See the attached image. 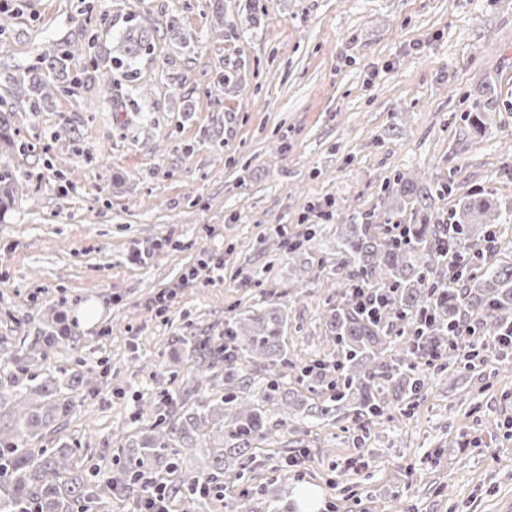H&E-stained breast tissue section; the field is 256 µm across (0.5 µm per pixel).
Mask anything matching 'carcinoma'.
<instances>
[{
	"instance_id": "carcinoma-1",
	"label": "carcinoma",
	"mask_w": 512,
	"mask_h": 512,
	"mask_svg": "<svg viewBox=\"0 0 512 512\" xmlns=\"http://www.w3.org/2000/svg\"><path fill=\"white\" fill-rule=\"evenodd\" d=\"M131 64L150 49L148 30L130 27L123 36ZM68 54L45 51L31 72L66 68ZM30 72L13 77L16 94L32 90L48 98L54 86L32 82ZM393 184L403 204L425 211L428 222L406 226L403 242L381 237L379 225L339 224L336 228L340 274L336 305L322 317V351L297 376V387L285 386L288 350L282 341L288 323L279 306L252 307L224 320V395L163 420L154 434L122 444L126 462L116 484L132 498L159 480L174 496L186 493L202 499L215 496L230 512H258L244 485L248 464L274 432L295 436L301 425L323 421L340 410L368 433L381 415L385 396L415 398L424 388L420 360L425 346L443 347L448 332L473 324L487 340L512 325V263L494 251L474 268L467 256L497 238L502 215L491 197L462 191L455 179L427 180L398 172ZM458 196L449 222L437 212L436 200ZM310 240L278 236V245L298 256ZM365 288L380 297L377 311L363 312L353 293ZM428 320H422V314ZM193 357L216 358L209 340L188 342ZM30 354L8 360L9 374L0 377V391L12 397L8 421L0 413V512H109L110 502L92 476L77 461L79 448L59 439L55 448H36L41 432L68 415L73 402L61 396L53 377L28 374ZM262 366L265 378L244 369L241 361ZM178 447L172 449L170 442ZM203 449L209 464L195 474L182 472L184 450Z\"/></svg>"
}]
</instances>
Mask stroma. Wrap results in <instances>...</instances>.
Wrapping results in <instances>:
<instances>
[{
    "mask_svg": "<svg viewBox=\"0 0 512 512\" xmlns=\"http://www.w3.org/2000/svg\"><path fill=\"white\" fill-rule=\"evenodd\" d=\"M133 24L153 46L137 81L113 68L103 97L91 60L111 65ZM0 25V108L15 138L0 166L19 187L0 208V356L86 377L42 445L84 447L101 488L123 436L197 402L189 337L221 336L225 318L267 302L288 313L291 361L309 363L336 303L337 225L386 209L395 224L425 221L392 207L395 173L458 174L491 194L508 215L498 256L512 262V0H0ZM52 47L70 54L47 75L53 97L14 107L13 76ZM235 66L240 84L215 90ZM278 224L316 236L291 256ZM207 252L223 255V282L200 266ZM190 267L196 283L149 312ZM60 313L71 338L41 356L35 342ZM300 449L301 475L279 452L255 464L259 499L277 495L280 512H300L301 485L319 488V512H512V362L428 375L415 400L388 398L369 438L343 418L308 427Z\"/></svg>",
    "mask_w": 512,
    "mask_h": 512,
    "instance_id": "1",
    "label": "stroma"
}]
</instances>
